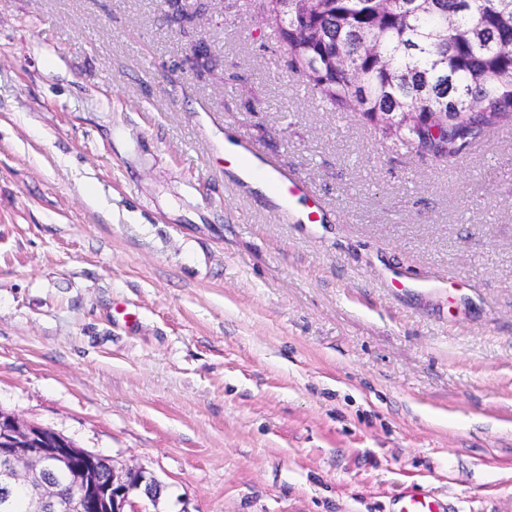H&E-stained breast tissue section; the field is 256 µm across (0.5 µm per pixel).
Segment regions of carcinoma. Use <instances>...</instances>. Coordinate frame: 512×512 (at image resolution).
Instances as JSON below:
<instances>
[{"label": "carcinoma", "mask_w": 512, "mask_h": 512, "mask_svg": "<svg viewBox=\"0 0 512 512\" xmlns=\"http://www.w3.org/2000/svg\"><path fill=\"white\" fill-rule=\"evenodd\" d=\"M371 0H261L278 21L293 69L307 76L338 112H358L375 122L381 112L416 113L415 122L381 132L418 146L433 125L449 159L489 128L512 120V0H391L377 11ZM298 16L323 40L294 26ZM370 35L378 55L368 54ZM344 57L331 68L330 51Z\"/></svg>", "instance_id": "obj_1"}]
</instances>
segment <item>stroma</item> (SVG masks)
Listing matches in <instances>:
<instances>
[{
  "instance_id": "35a3bbf8",
  "label": "stroma",
  "mask_w": 512,
  "mask_h": 512,
  "mask_svg": "<svg viewBox=\"0 0 512 512\" xmlns=\"http://www.w3.org/2000/svg\"><path fill=\"white\" fill-rule=\"evenodd\" d=\"M166 12L0 0V408L158 512H512V123L443 162L324 101L257 0ZM258 176L267 180L276 195L281 198L283 204L280 205L281 212L284 216H288V203L295 197L306 195L305 186L294 178L287 170H282L274 165L267 166ZM397 504V512H453L448 503H443L430 494L401 492Z\"/></svg>"
}]
</instances>
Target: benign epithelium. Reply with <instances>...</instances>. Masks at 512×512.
<instances>
[{
	"instance_id": "1",
	"label": "benign epithelium",
	"mask_w": 512,
	"mask_h": 512,
	"mask_svg": "<svg viewBox=\"0 0 512 512\" xmlns=\"http://www.w3.org/2000/svg\"><path fill=\"white\" fill-rule=\"evenodd\" d=\"M18 487L27 491V512H142L164 490L139 465L105 474L99 454L0 408V512H9Z\"/></svg>"
}]
</instances>
